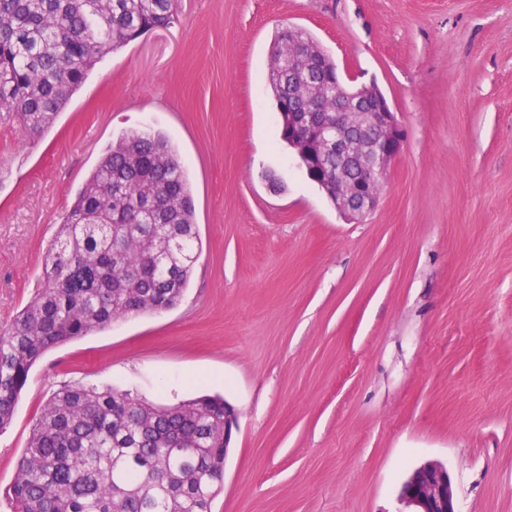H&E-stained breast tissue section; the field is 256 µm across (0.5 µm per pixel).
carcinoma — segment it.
I'll use <instances>...</instances> for the list:
<instances>
[{"label": "carcinoma", "instance_id": "cac0c4a2", "mask_svg": "<svg viewBox=\"0 0 512 512\" xmlns=\"http://www.w3.org/2000/svg\"><path fill=\"white\" fill-rule=\"evenodd\" d=\"M174 0H0V112L33 139L104 56L170 24ZM300 27L275 35L268 84L288 111ZM321 108L337 110L329 67L305 62ZM199 233L184 166L159 132L121 134L77 193L42 264V290L0 330V429L50 349L181 300ZM224 480V400L159 405L66 384L34 422L12 512H211Z\"/></svg>", "mask_w": 512, "mask_h": 512}]
</instances>
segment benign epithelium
Returning <instances> with one entry per match:
<instances>
[{"mask_svg": "<svg viewBox=\"0 0 512 512\" xmlns=\"http://www.w3.org/2000/svg\"><path fill=\"white\" fill-rule=\"evenodd\" d=\"M343 106L329 116L316 105L310 116L288 102V145L311 181L353 222L377 206L384 177L399 156L404 131L384 94L374 84L353 87L336 74ZM400 512H458L456 488L437 460L415 468L402 484Z\"/></svg>", "mask_w": 512, "mask_h": 512, "instance_id": "7a95c632", "label": "benign epithelium"}]
</instances>
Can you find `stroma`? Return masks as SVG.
<instances>
[{"mask_svg":"<svg viewBox=\"0 0 512 512\" xmlns=\"http://www.w3.org/2000/svg\"><path fill=\"white\" fill-rule=\"evenodd\" d=\"M375 83L405 139L352 223L280 139L279 28ZM169 136L201 239L181 302L48 351L0 433V512L73 382L237 412L212 512H394L443 462L460 512H512V0H176L25 143L0 112V328L122 133Z\"/></svg>","mask_w":512,"mask_h":512,"instance_id":"obj_1","label":"stroma"}]
</instances>
